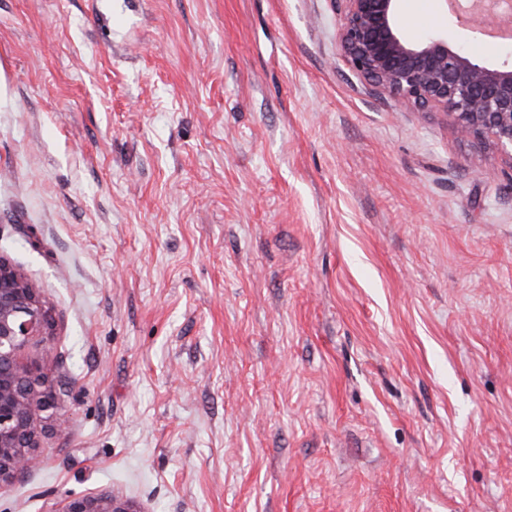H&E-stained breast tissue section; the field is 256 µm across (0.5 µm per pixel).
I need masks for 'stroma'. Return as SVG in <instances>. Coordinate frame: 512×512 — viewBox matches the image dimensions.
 Segmentation results:
<instances>
[{
	"label": "stroma",
	"mask_w": 512,
	"mask_h": 512,
	"mask_svg": "<svg viewBox=\"0 0 512 512\" xmlns=\"http://www.w3.org/2000/svg\"><path fill=\"white\" fill-rule=\"evenodd\" d=\"M408 39L512 42L402 0ZM331 0H0V254L68 431L0 512H512V162ZM53 512H144L122 495L109 491L68 496Z\"/></svg>",
	"instance_id": "stroma-1"
}]
</instances>
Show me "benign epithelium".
<instances>
[{"label":"benign epithelium","instance_id":"obj_1","mask_svg":"<svg viewBox=\"0 0 512 512\" xmlns=\"http://www.w3.org/2000/svg\"><path fill=\"white\" fill-rule=\"evenodd\" d=\"M451 2L456 20L501 19L512 0ZM338 54L375 96H392L418 112L452 118L463 137L487 139L512 159V62L490 66L433 35L411 42L398 22L400 0H332ZM55 323L41 286L0 255V485L42 463L44 423L62 432L69 416L44 366L25 357L52 344ZM52 512H144L109 491L69 496Z\"/></svg>","mask_w":512,"mask_h":512}]
</instances>
